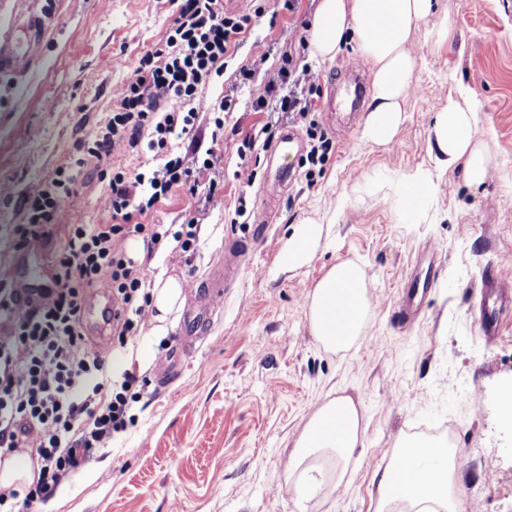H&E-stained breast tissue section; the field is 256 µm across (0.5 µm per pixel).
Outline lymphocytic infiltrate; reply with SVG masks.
Segmentation results:
<instances>
[{
  "label": "lymphocytic infiltrate",
  "instance_id": "1",
  "mask_svg": "<svg viewBox=\"0 0 512 512\" xmlns=\"http://www.w3.org/2000/svg\"><path fill=\"white\" fill-rule=\"evenodd\" d=\"M171 3L177 15L164 43L142 56L120 107L87 149L99 159L120 142L138 145L146 131L156 166L134 175L113 172L111 223L66 225L54 285L38 306L19 312L12 295L0 297V458L27 454L39 463L37 479L24 490L0 488V507L9 512H31L132 422L129 390L135 378L129 374L113 385L104 359L88 347L83 323L88 293L104 285L116 302L113 325L119 342L127 343L138 333L145 307L137 299L146 274L115 251V239L145 232L151 244L170 238L182 251H190L192 225L173 233L160 224L144 225L142 219L174 189L200 175H208L214 187L224 177L214 153L189 164L171 144L193 128L196 114L190 105L199 87L222 73L226 56L252 19L225 12L222 0ZM310 83L309 68H294L292 55L283 54L281 67L268 74L267 96L257 104L307 118L308 100L298 90ZM164 97L187 103V111H160ZM77 181L74 169H62L44 189L24 198L28 221L16 228L18 244L41 243Z\"/></svg>",
  "mask_w": 512,
  "mask_h": 512
}]
</instances>
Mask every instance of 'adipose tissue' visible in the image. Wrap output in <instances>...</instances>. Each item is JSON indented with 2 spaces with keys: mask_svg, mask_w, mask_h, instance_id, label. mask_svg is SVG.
I'll return each instance as SVG.
<instances>
[{
  "mask_svg": "<svg viewBox=\"0 0 512 512\" xmlns=\"http://www.w3.org/2000/svg\"><path fill=\"white\" fill-rule=\"evenodd\" d=\"M432 0H320L313 24V43L324 58H334L342 42L356 40L373 63V92L368 132L379 143L391 141L401 124V102L408 87L413 58L407 49L413 26L430 17ZM436 161L463 163L470 185L485 177V134L476 115L456 101L438 112ZM369 309L367 276L362 267L340 263L316 283L308 297L309 318L319 344L333 352L352 348L361 338ZM364 412L351 396L323 402L300 435L291 456L292 468L307 484L321 480L306 461L332 451L348 464L363 443ZM459 451L448 445L405 441L378 479L382 503L407 502L412 512H459L456 494Z\"/></svg>",
  "mask_w": 512,
  "mask_h": 512,
  "instance_id": "obj_1",
  "label": "adipose tissue"
}]
</instances>
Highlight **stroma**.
<instances>
[{
    "mask_svg": "<svg viewBox=\"0 0 512 512\" xmlns=\"http://www.w3.org/2000/svg\"><path fill=\"white\" fill-rule=\"evenodd\" d=\"M319 0H229L228 11L252 18L223 72L202 85L192 132L176 152L221 156L224 185L214 196L177 189L145 221L179 227L194 222L193 251L160 246L132 253L149 286L182 284L163 322L145 316L127 345L92 335L90 348L113 378L136 374L133 426L71 474L35 512H378L375 474L402 441H444L460 448V512H512V422L502 411L512 392V315L499 337L481 329L485 270L499 262L512 280V0H435L452 32L437 42L432 24L412 30L414 68L403 122L391 143L369 140V111L339 125L324 112L330 78L372 73L371 60L347 41L334 59L317 56L311 29ZM175 17L170 0H56L43 51L21 80L0 76V287H10L15 228L26 223L22 199L57 170L85 159L84 150L120 105L141 57L155 50ZM288 36L309 65L315 88L310 117L333 142L324 163L296 162L284 190L265 176V137L306 125L271 122L253 104L266 71ZM257 65L212 138L213 108L240 63ZM456 99L487 130L483 184H467L462 165L438 166L430 149L435 118ZM81 180L57 213V229L40 250L52 259L63 225L112 221L109 169L131 173L154 163L146 146L117 145L103 160L85 159ZM423 172L428 193L410 201L407 179ZM272 214L261 216L268 192ZM318 224L317 249L286 270L294 237ZM238 254L237 279L217 299L200 337L184 352L177 339L192 291ZM362 266L370 310L360 341L332 352L315 339L307 298L340 263ZM365 413L363 448L344 478L335 457L316 461L324 488L307 500L286 490L294 445L317 406L338 395Z\"/></svg>",
    "mask_w": 512,
    "mask_h": 512,
    "instance_id": "1",
    "label": "stroma"
}]
</instances>
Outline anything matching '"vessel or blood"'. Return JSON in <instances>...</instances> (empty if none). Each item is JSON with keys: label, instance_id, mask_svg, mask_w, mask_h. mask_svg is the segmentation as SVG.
<instances>
[{"label": "vessel or blood", "instance_id": "1", "mask_svg": "<svg viewBox=\"0 0 512 512\" xmlns=\"http://www.w3.org/2000/svg\"><path fill=\"white\" fill-rule=\"evenodd\" d=\"M28 6L14 14L10 23L0 29V74L14 78L22 76L31 67L43 46L50 19L47 5L42 0H27ZM302 151L301 142L294 131L283 132L275 144L269 148L268 171L276 181L284 183L292 180L295 161ZM37 249L26 246L18 249L20 263L29 267L30 275L25 281L15 282V304L18 308L30 309L42 296L44 288L52 283V275L47 264H33ZM232 273L214 271L207 279V286L195 296L194 306L182 322L183 339H192L199 324L211 314L214 297L223 295L224 284L232 280ZM484 304L481 309L483 332L487 338L499 334L502 323V310L512 304V283L497 275H489L483 292Z\"/></svg>", "mask_w": 512, "mask_h": 512}]
</instances>
